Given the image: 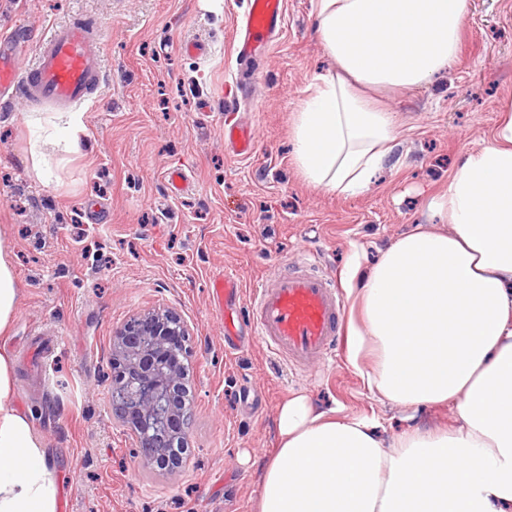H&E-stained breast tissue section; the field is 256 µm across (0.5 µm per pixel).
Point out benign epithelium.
<instances>
[{
	"label": "benign epithelium",
	"instance_id": "benign-epithelium-1",
	"mask_svg": "<svg viewBox=\"0 0 512 512\" xmlns=\"http://www.w3.org/2000/svg\"><path fill=\"white\" fill-rule=\"evenodd\" d=\"M189 336L182 316L163 307L133 317L112 339V403L136 437L159 440L141 460L148 469L177 470L188 448L183 403L189 395Z\"/></svg>",
	"mask_w": 512,
	"mask_h": 512
}]
</instances>
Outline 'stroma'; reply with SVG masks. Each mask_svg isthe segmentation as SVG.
Returning <instances> with one entry per match:
<instances>
[{
	"label": "stroma",
	"mask_w": 512,
	"mask_h": 512,
	"mask_svg": "<svg viewBox=\"0 0 512 512\" xmlns=\"http://www.w3.org/2000/svg\"><path fill=\"white\" fill-rule=\"evenodd\" d=\"M265 55L237 60V20L251 0H0L16 68L31 66L48 27L101 31L107 82L84 108L86 137L44 185L30 159L29 117L51 133L53 111L0 103V228L13 252L20 304L8 336L13 401L44 436L58 472L60 512H252L276 446L275 414L294 393L315 407L377 415L389 431L404 410L381 404L338 343L327 364L290 368L260 343L224 351L211 276L244 289L284 264L338 278L351 244L369 260L430 223L429 197L480 147L512 96V0H467L454 62L430 83L380 98L396 122L388 169L367 190L337 196L306 183L292 156L294 114L332 62L312 0H287ZM197 40L210 58L184 51ZM249 124L254 151L224 146L225 121ZM184 168L191 187L163 180ZM177 310L188 322L187 458L148 470L109 398L116 331L141 311Z\"/></svg>",
	"instance_id": "1"
}]
</instances>
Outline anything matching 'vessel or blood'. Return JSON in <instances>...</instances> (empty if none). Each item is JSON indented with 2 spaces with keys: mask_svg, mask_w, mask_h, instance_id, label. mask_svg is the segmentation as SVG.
<instances>
[{
  "mask_svg": "<svg viewBox=\"0 0 512 512\" xmlns=\"http://www.w3.org/2000/svg\"><path fill=\"white\" fill-rule=\"evenodd\" d=\"M285 0H253L237 23L236 51L250 59L266 38L278 33ZM102 38L79 23L51 26L41 39L34 62L24 71L0 61V92L18 93L28 103L69 109L88 103L104 80ZM224 144L235 155L249 156L252 130L237 124L224 128ZM213 310L246 301L252 313L251 334L276 359L309 365L326 362L344 331L345 305L331 281L315 270L280 269L271 282L244 294L237 276L219 273L211 282Z\"/></svg>",
  "mask_w": 512,
  "mask_h": 512,
  "instance_id": "1",
  "label": "vessel or blood"
}]
</instances>
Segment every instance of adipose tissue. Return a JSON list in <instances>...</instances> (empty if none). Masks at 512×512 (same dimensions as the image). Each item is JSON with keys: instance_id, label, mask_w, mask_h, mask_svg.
<instances>
[{"instance_id": "ef3b65f1", "label": "adipose tissue", "mask_w": 512, "mask_h": 512, "mask_svg": "<svg viewBox=\"0 0 512 512\" xmlns=\"http://www.w3.org/2000/svg\"><path fill=\"white\" fill-rule=\"evenodd\" d=\"M466 0H313L336 63L309 85L292 133L306 182L351 196L384 167L391 112L373 93L411 90L455 59ZM442 227L418 226L370 269L352 246L341 280L351 301L347 361L379 401L446 407L447 425L384 442L375 416L278 407V443L256 512H512V100L487 142L433 195ZM19 302L0 233V334ZM0 353V512H59L45 438L13 402Z\"/></svg>"}]
</instances>
